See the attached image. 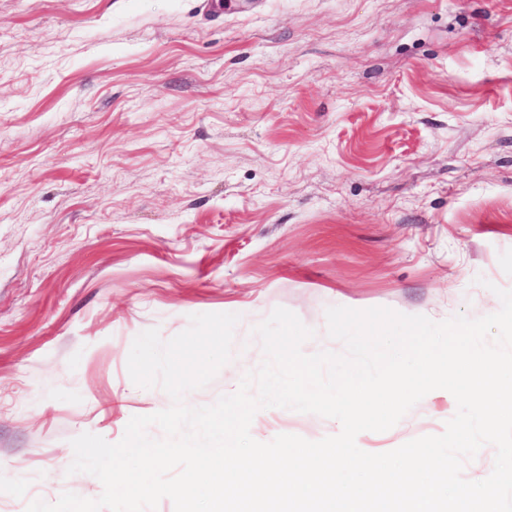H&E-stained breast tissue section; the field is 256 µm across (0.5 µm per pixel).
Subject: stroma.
<instances>
[{
	"label": "stroma",
	"mask_w": 512,
	"mask_h": 512,
	"mask_svg": "<svg viewBox=\"0 0 512 512\" xmlns=\"http://www.w3.org/2000/svg\"><path fill=\"white\" fill-rule=\"evenodd\" d=\"M512 290V0H0V512L66 491L73 438L119 442L168 408L136 386V336L234 313L263 360L283 307L302 349L343 352L333 306L441 322ZM430 392L368 453L441 434ZM250 432L337 420L260 410Z\"/></svg>",
	"instance_id": "stroma-1"
}]
</instances>
